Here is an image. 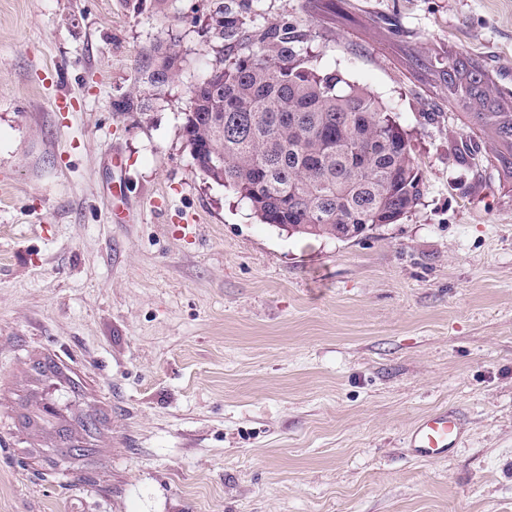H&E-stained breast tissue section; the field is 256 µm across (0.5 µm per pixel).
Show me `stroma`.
<instances>
[{
  "label": "stroma",
  "instance_id": "stroma-1",
  "mask_svg": "<svg viewBox=\"0 0 512 512\" xmlns=\"http://www.w3.org/2000/svg\"><path fill=\"white\" fill-rule=\"evenodd\" d=\"M214 0H0V512H512V185L442 71L512 92V0H260L409 135L426 186L351 241L289 235L194 165ZM178 53L154 86L153 47ZM53 359L102 418L60 471L12 424ZM467 437L416 460L414 421ZM463 435V423L455 412L434 409L414 422L405 448L420 460H446L461 447Z\"/></svg>",
  "mask_w": 512,
  "mask_h": 512
}]
</instances>
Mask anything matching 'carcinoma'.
<instances>
[{"label":"carcinoma","mask_w":512,"mask_h":512,"mask_svg":"<svg viewBox=\"0 0 512 512\" xmlns=\"http://www.w3.org/2000/svg\"><path fill=\"white\" fill-rule=\"evenodd\" d=\"M258 0H215L218 35L230 55L192 88L182 137L211 157L212 176L245 201L263 224L291 234L351 240L380 224H396L421 203L424 181L401 124L367 89L319 69L288 23L253 26ZM150 62L175 79L180 57L153 49ZM448 94L469 137L491 145L487 162L512 179V108L472 58H448ZM45 392L19 397L15 426L46 435L47 452L64 461L97 452L96 421L77 406L79 394L57 365L35 367Z\"/></svg>","instance_id":"1"}]
</instances>
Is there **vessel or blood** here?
Masks as SVG:
<instances>
[{
	"mask_svg": "<svg viewBox=\"0 0 512 512\" xmlns=\"http://www.w3.org/2000/svg\"><path fill=\"white\" fill-rule=\"evenodd\" d=\"M463 435V423L455 412L435 409L414 422L406 446L417 459L441 461L461 447Z\"/></svg>",
	"mask_w": 512,
	"mask_h": 512,
	"instance_id": "b4317fda",
	"label": "vessel or blood"
}]
</instances>
